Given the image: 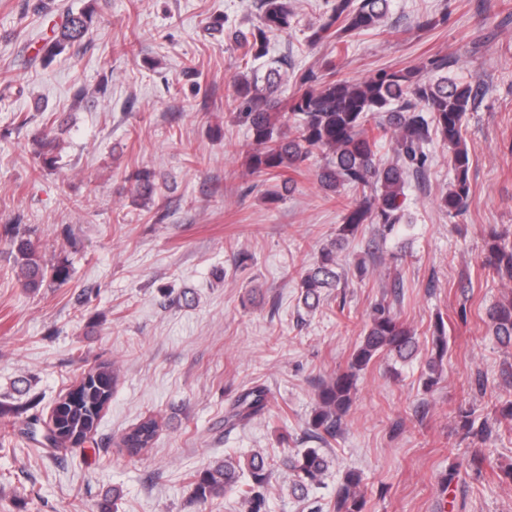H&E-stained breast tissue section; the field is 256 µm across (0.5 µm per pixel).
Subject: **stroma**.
Returning a JSON list of instances; mask_svg holds the SVG:
<instances>
[{
    "label": "stroma",
    "instance_id": "obj_1",
    "mask_svg": "<svg viewBox=\"0 0 512 512\" xmlns=\"http://www.w3.org/2000/svg\"><path fill=\"white\" fill-rule=\"evenodd\" d=\"M259 0H0V227L28 229L44 264L67 281L24 288L0 242V512H245L236 493L200 501L194 476L232 454L277 460L266 512H333L345 473L360 476L362 512H512V345L488 310L512 293L482 265L491 231L512 244V0H391L384 29L310 46L325 0H296L295 27L270 39L289 99L301 75L335 58L336 76L448 62L471 81L464 118L470 198L462 215L439 206L454 178L439 138L423 173L408 176L403 217L381 235L363 225L338 252V288L308 312L299 277L335 239L351 191L317 180L320 157L278 180L247 175L250 138L233 117L242 72L232 34L256 25ZM94 7L89 43L51 63L35 53L66 12ZM224 17L223 29L212 27ZM434 20L431 28L421 19ZM52 130L55 169L32 136ZM154 173L138 199L128 180ZM368 273L358 276L357 263ZM416 336L401 360L361 371L348 413L321 448L333 459L307 499L292 492L284 455L307 447L317 386L345 369L376 303ZM448 355L434 385L427 360L437 321ZM119 380L96 431L54 448L27 423H48L56 401L99 365ZM267 388L269 414L226 415L244 390ZM153 415V448L129 456L123 435ZM491 426L480 440L464 420ZM480 471L449 478L463 458Z\"/></svg>",
    "mask_w": 512,
    "mask_h": 512
}]
</instances>
